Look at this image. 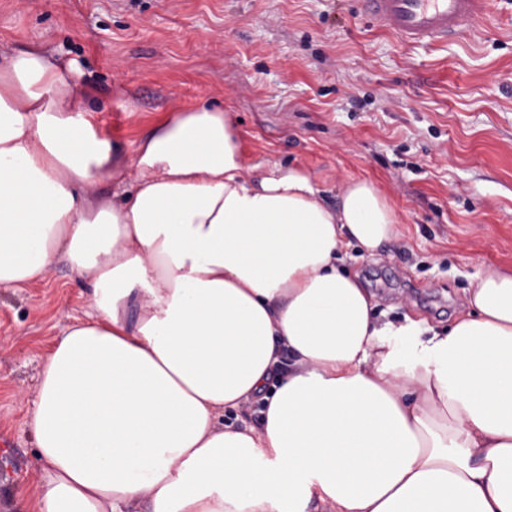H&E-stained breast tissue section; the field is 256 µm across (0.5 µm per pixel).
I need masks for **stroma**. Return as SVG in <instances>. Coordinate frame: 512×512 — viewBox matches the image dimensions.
Returning a JSON list of instances; mask_svg holds the SVG:
<instances>
[{
  "mask_svg": "<svg viewBox=\"0 0 512 512\" xmlns=\"http://www.w3.org/2000/svg\"><path fill=\"white\" fill-rule=\"evenodd\" d=\"M74 63L113 146L171 113L231 112L245 175L309 172L328 201L372 182L400 236L346 263L389 318L447 327L485 265L512 268V0L436 44L378 28L360 0H0V48ZM90 291L58 265L0 287V512H38L29 426L44 359Z\"/></svg>",
  "mask_w": 512,
  "mask_h": 512,
  "instance_id": "35a3bbf8",
  "label": "stroma"
}]
</instances>
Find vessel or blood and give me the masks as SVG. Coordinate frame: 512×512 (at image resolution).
Here are the masks:
<instances>
[{
  "label": "vessel or blood",
  "mask_w": 512,
  "mask_h": 512,
  "mask_svg": "<svg viewBox=\"0 0 512 512\" xmlns=\"http://www.w3.org/2000/svg\"><path fill=\"white\" fill-rule=\"evenodd\" d=\"M379 26L410 43L437 42L470 30L485 18L490 0H361Z\"/></svg>",
  "instance_id": "vessel-or-blood-1"
}]
</instances>
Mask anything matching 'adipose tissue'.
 <instances>
[{"instance_id":"ef3b65f1","label":"adipose tissue","mask_w":512,"mask_h":512,"mask_svg":"<svg viewBox=\"0 0 512 512\" xmlns=\"http://www.w3.org/2000/svg\"><path fill=\"white\" fill-rule=\"evenodd\" d=\"M398 236L368 180L332 203L295 167L244 176L221 108L125 158L72 64L11 55L0 287L64 264L92 302L39 374L38 512H512V270L446 331L384 321L344 264ZM252 400L261 428L219 426Z\"/></svg>"}]
</instances>
